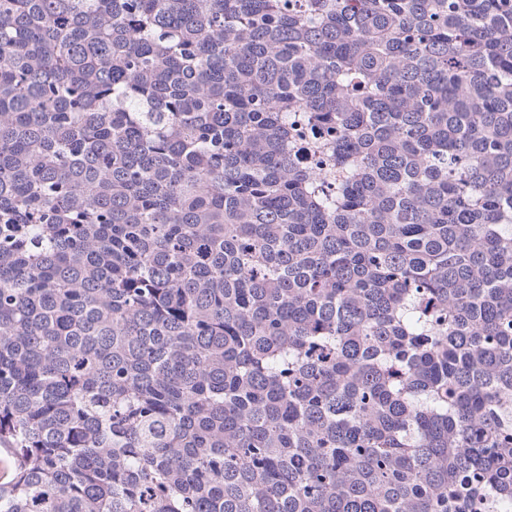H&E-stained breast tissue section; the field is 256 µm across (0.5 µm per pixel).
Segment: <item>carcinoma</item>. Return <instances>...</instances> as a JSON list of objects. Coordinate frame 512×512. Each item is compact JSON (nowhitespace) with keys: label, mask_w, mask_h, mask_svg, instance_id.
I'll return each instance as SVG.
<instances>
[{"label":"carcinoma","mask_w":512,"mask_h":512,"mask_svg":"<svg viewBox=\"0 0 512 512\" xmlns=\"http://www.w3.org/2000/svg\"><path fill=\"white\" fill-rule=\"evenodd\" d=\"M0 447V512H512V0H0Z\"/></svg>","instance_id":"1"}]
</instances>
